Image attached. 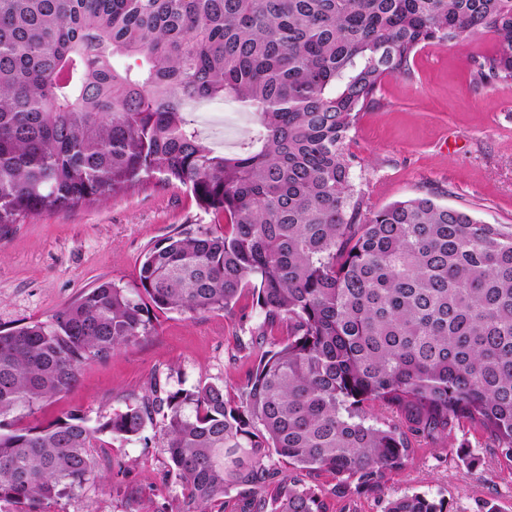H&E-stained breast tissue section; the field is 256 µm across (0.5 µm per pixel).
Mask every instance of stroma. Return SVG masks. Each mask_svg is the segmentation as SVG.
Here are the masks:
<instances>
[{
  "label": "stroma",
  "mask_w": 512,
  "mask_h": 512,
  "mask_svg": "<svg viewBox=\"0 0 512 512\" xmlns=\"http://www.w3.org/2000/svg\"><path fill=\"white\" fill-rule=\"evenodd\" d=\"M492 47L487 34L422 47L410 75L387 80L361 113L349 150L371 209L433 193L483 222L512 224V82L485 86L472 77L474 58ZM193 116L208 143L227 152L251 127L250 115L227 103H201ZM211 220L183 189L155 188L12 225L0 232V327L46 320L102 281L134 283L148 247ZM251 305L245 296L228 312L160 315L154 334L87 367L37 420L77 409L96 422L153 380L173 391L201 381L236 390L252 362L250 329L258 318ZM145 435L143 443L99 449L98 479L63 499L57 512H137L148 503L178 512L180 487L167 474L159 424ZM411 493L445 499L448 512H472L476 500L489 497L499 512H512V468L489 457L468 462L439 441L393 475L385 496Z\"/></svg>",
  "instance_id": "stroma-1"
}]
</instances>
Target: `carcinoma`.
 <instances>
[{"label": "carcinoma", "instance_id": "carcinoma-1", "mask_svg": "<svg viewBox=\"0 0 512 512\" xmlns=\"http://www.w3.org/2000/svg\"><path fill=\"white\" fill-rule=\"evenodd\" d=\"M477 34L494 44L473 79L512 81V0H0V229L151 182L224 224L155 243L133 285L0 329V512H51L157 415L179 512H224L237 489L245 512L348 508L456 429L512 463V226L432 194L372 210L347 148L422 47ZM206 101L251 114L237 151L202 137ZM245 293L259 324L237 392L154 382L94 425L18 426L159 315ZM384 512L448 508L412 493Z\"/></svg>", "mask_w": 512, "mask_h": 512}]
</instances>
